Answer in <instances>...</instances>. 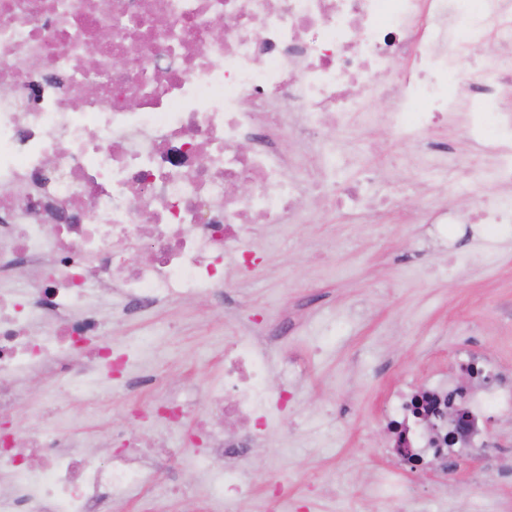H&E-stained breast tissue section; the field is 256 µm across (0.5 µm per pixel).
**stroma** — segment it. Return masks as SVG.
I'll return each mask as SVG.
<instances>
[{
    "instance_id": "1",
    "label": "stroma",
    "mask_w": 512,
    "mask_h": 512,
    "mask_svg": "<svg viewBox=\"0 0 512 512\" xmlns=\"http://www.w3.org/2000/svg\"><path fill=\"white\" fill-rule=\"evenodd\" d=\"M373 145L350 179L383 171L393 204L360 217L316 206L312 220L269 224L254 244L259 259L247 273L227 266L224 299H182L134 315L113 327V346L143 334L144 323L165 327L153 337L157 355L175 356L164 374L171 388L189 389L194 415L171 425L133 416L122 383L92 410L72 407L65 419L79 446L105 439L111 428L155 440L190 435L206 407L205 389L221 383L225 342L253 321L288 326L277 339L286 359H273L271 383L294 371L297 386L286 412L260 447L239 461L247 489L239 512H277L268 494L278 475L301 512H393L414 501L418 512H512V414L494 415L492 448L448 470L410 472L386 453L383 408L392 388L425 382L471 348L512 377V234L487 247L480 224H412L407 217L436 200L456 215L476 197L414 179L403 159H388L384 126L355 125ZM196 449L162 462L158 482L176 485L166 512H194L191 493L211 479L196 465Z\"/></svg>"
}]
</instances>
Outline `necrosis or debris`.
I'll return each instance as SVG.
<instances>
[{
	"label": "necrosis or debris",
	"instance_id": "1",
	"mask_svg": "<svg viewBox=\"0 0 512 512\" xmlns=\"http://www.w3.org/2000/svg\"><path fill=\"white\" fill-rule=\"evenodd\" d=\"M457 0H0V512H102L149 483L152 442L111 430L109 465L73 451L60 425L66 394L91 406L112 393L144 343L114 348L113 324L178 298L221 293L224 259L249 269L264 224L303 219L306 199L334 207L380 199L377 179L344 180L354 121L386 125L418 154L410 165L469 193L489 179L512 190V0H483L461 25ZM499 39V63L466 76L474 45ZM99 48L94 66L79 63ZM415 60L387 111L376 80ZM122 66H115V59ZM96 86L86 96L88 86ZM466 108L470 153L423 149L422 134ZM311 142L312 167L277 131ZM250 185L242 194L236 187ZM138 249L140 261L129 262ZM26 271L17 287L11 271ZM272 349L224 346V382L208 389L198 457L218 488L206 512H236L241 445L261 440L290 394L269 385ZM161 358L140 379L158 391L137 414L172 423L190 412L162 390ZM50 375L46 403L21 415L28 381ZM512 413V381L479 390L455 373L393 390L389 452L416 467L466 460L490 445L489 412Z\"/></svg>",
	"mask_w": 512,
	"mask_h": 512
}]
</instances>
